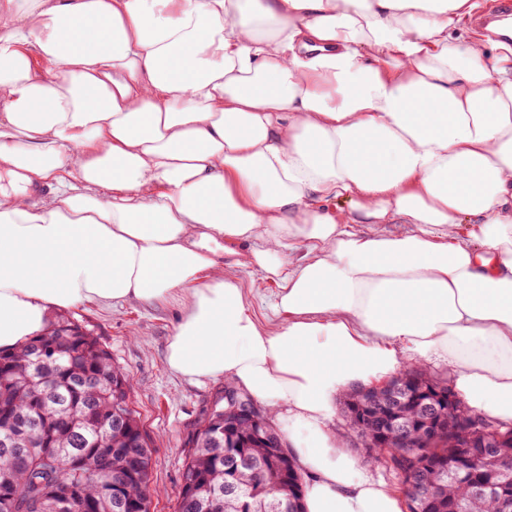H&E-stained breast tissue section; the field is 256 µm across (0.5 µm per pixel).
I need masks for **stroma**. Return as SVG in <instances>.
Here are the masks:
<instances>
[{"mask_svg":"<svg viewBox=\"0 0 512 512\" xmlns=\"http://www.w3.org/2000/svg\"><path fill=\"white\" fill-rule=\"evenodd\" d=\"M248 300L265 325L277 326L270 310L277 292L275 282L259 272L238 269ZM71 316L92 329L112 354L114 363L129 377L131 406L139 415L155 448L154 484L151 512H175L182 484L185 440L196 420L201 418L224 392L223 380L185 379L169 368L166 348L180 309L167 303L144 306L128 302L104 307L87 303L71 309ZM331 427L344 437L345 454L359 468L399 489L398 476L386 463L367 462V452L344 416L343 403H336Z\"/></svg>","mask_w":512,"mask_h":512,"instance_id":"1","label":"stroma"}]
</instances>
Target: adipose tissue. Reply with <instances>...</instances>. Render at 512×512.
Segmentation results:
<instances>
[{"mask_svg":"<svg viewBox=\"0 0 512 512\" xmlns=\"http://www.w3.org/2000/svg\"><path fill=\"white\" fill-rule=\"evenodd\" d=\"M475 7L0 0V352L56 308L179 302L168 366L284 412L305 512H405L341 453L339 391L440 355L512 423V46L449 45ZM248 288L247 296L251 306L257 317L265 325L275 327L278 319L272 314L270 304L277 292V284L270 280L264 279L259 272L246 269H232Z\"/></svg>","mask_w":512,"mask_h":512,"instance_id":"1","label":"adipose tissue"}]
</instances>
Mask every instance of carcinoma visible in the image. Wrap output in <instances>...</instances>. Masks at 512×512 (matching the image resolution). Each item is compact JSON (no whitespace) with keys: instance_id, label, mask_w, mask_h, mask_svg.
Masks as SVG:
<instances>
[{"instance_id":"carcinoma-1","label":"carcinoma","mask_w":512,"mask_h":512,"mask_svg":"<svg viewBox=\"0 0 512 512\" xmlns=\"http://www.w3.org/2000/svg\"><path fill=\"white\" fill-rule=\"evenodd\" d=\"M0 371V512H133L153 482L152 441L132 408L129 382L112 354L87 327L60 315L19 351L3 356ZM127 413L112 426V409ZM263 438L241 422L228 437L230 448L204 436L187 438L177 512H259L269 491L284 487V468L274 448L284 439L266 415ZM247 457L232 472L224 452ZM466 449L451 437L413 442L401 469L421 464H457ZM512 444L492 449L477 473L490 477ZM230 481L235 491L216 497L212 488ZM444 499L466 503L468 512H501L493 495H479L462 481L440 488Z\"/></svg>"}]
</instances>
